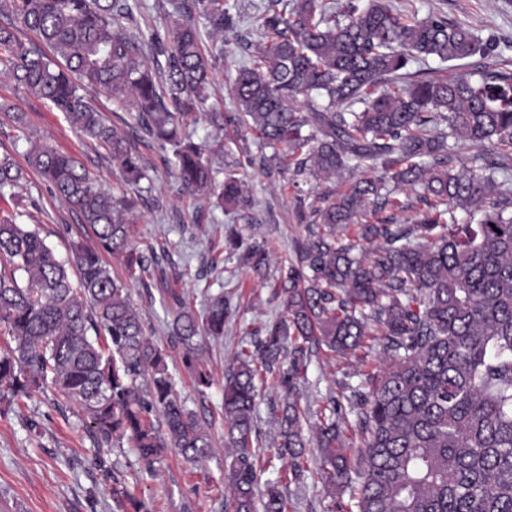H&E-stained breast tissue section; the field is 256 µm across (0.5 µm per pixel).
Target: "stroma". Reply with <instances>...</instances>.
Here are the masks:
<instances>
[{
	"label": "stroma",
	"instance_id": "35a3bbf8",
	"mask_svg": "<svg viewBox=\"0 0 512 512\" xmlns=\"http://www.w3.org/2000/svg\"><path fill=\"white\" fill-rule=\"evenodd\" d=\"M421 14L430 10L447 13L449 19L481 28L484 35L512 39V0H416ZM239 48L214 59V83L210 102L215 111L233 110L227 91L228 78L245 60ZM9 106L25 113L29 130L44 141L78 153L86 168L101 185L114 193L123 183L117 165L103 152L85 145L59 113L15 83L0 76V108ZM229 153L213 158L215 171H224L230 160L243 161L239 173L250 184L256 204L247 220L257 238L272 246V258L290 256L296 241L303 239L305 225L292 216L293 192L288 176L271 161L270 150L262 149L249 133H241L229 145ZM149 165L156 170L153 188L141 205L134 225L133 242L140 250H167L182 272L167 289L134 287L132 298L142 311L151 338L168 351V367L179 396L208 426L214 438H222L224 420V368L253 333L278 315L269 301L271 289L251 279L237 258L221 255L213 259L207 249L210 239L223 238L227 225L239 223L237 214L210 210L204 200L180 194L167 173L164 155L144 149ZM16 199L0 200V216L19 212L37 217L40 232L56 255L67 259L77 244L88 237L75 212L53 198L47 185L33 171H26ZM202 211L201 223H192L194 211ZM237 284L232 298L235 312L224 326L220 339H205V362L214 379L206 399H199L191 374L178 350L167 339L165 324L174 317L167 291L181 294L187 304L202 310L206 292H218L224 283ZM379 365L376 350L365 362L355 363L328 350H320L308 370L309 384L304 402L319 410L340 382L358 384L361 373ZM224 450H216L202 467L186 463L170 451L155 463L153 474H145L129 441L96 451L79 409L36 393L0 413V512H134L133 503L146 512H226L229 489L224 484Z\"/></svg>",
	"mask_w": 512,
	"mask_h": 512
}]
</instances>
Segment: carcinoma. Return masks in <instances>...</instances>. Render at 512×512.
<instances>
[{"label": "carcinoma", "mask_w": 512, "mask_h": 512, "mask_svg": "<svg viewBox=\"0 0 512 512\" xmlns=\"http://www.w3.org/2000/svg\"><path fill=\"white\" fill-rule=\"evenodd\" d=\"M193 5L151 33L165 62L149 67L140 0H0V73L103 149L126 186L109 193L80 158L28 136L24 113L9 116L28 167L75 211L90 243L62 261L38 231L0 218V330L15 343L0 352V403L49 389L80 407L97 447L130 440L147 473L170 448L192 464L215 453L131 299L133 284L167 273L132 243L148 191L141 182L152 178L133 139L87 100L85 88L101 87L131 127L172 152L166 165L179 191L214 210L244 214L254 195L230 166L216 180L211 155L224 154V140L195 143L184 119L202 113L226 137L247 129L289 174L307 224L293 258L273 272L264 239L231 227L212 246L237 253L282 309L224 374L233 512H293L284 488L308 469L301 398L312 356L325 347L355 358L373 342L380 369L357 386L341 383L349 411L332 394L314 425L325 512H512V73L409 72L430 58L491 52L478 29L435 11L421 17L414 0H261L262 44L230 80L236 109L209 112L212 60L224 48L206 40L236 34L241 13L237 0ZM23 30L39 43L21 40ZM460 142L474 150L466 163ZM356 171L340 193L304 189ZM23 178L13 155L0 153V197ZM351 225L355 236L339 238ZM108 256L123 258L125 276ZM167 295L177 307L170 343L203 400L213 377L199 339L224 337L230 299L208 294L197 312ZM269 381L281 401L267 399L265 418L287 463L261 490L268 461L254 443ZM348 431L361 447H345ZM346 492L347 511L336 501Z\"/></svg>", "instance_id": "obj_1"}]
</instances>
